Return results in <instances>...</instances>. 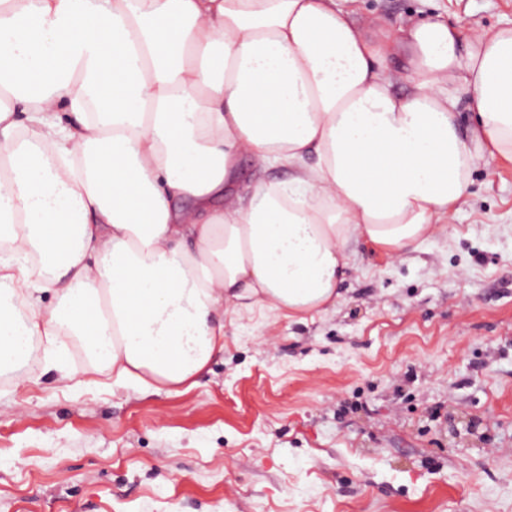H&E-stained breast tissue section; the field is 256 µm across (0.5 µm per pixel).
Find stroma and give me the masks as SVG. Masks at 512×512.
<instances>
[{
    "label": "stroma",
    "instance_id": "35a3bbf8",
    "mask_svg": "<svg viewBox=\"0 0 512 512\" xmlns=\"http://www.w3.org/2000/svg\"><path fill=\"white\" fill-rule=\"evenodd\" d=\"M470 37L512 0H346ZM335 303L226 317L193 387L35 359L0 375V512H512V163L403 260L349 248Z\"/></svg>",
    "mask_w": 512,
    "mask_h": 512
}]
</instances>
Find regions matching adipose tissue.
<instances>
[{"mask_svg":"<svg viewBox=\"0 0 512 512\" xmlns=\"http://www.w3.org/2000/svg\"><path fill=\"white\" fill-rule=\"evenodd\" d=\"M245 156L291 177L240 184ZM497 160L512 26L464 42L337 0H0V369L39 335L62 374L76 338L115 382L194 384L227 313L334 302L351 243L418 250Z\"/></svg>","mask_w":512,"mask_h":512,"instance_id":"ef3b65f1","label":"adipose tissue"}]
</instances>
